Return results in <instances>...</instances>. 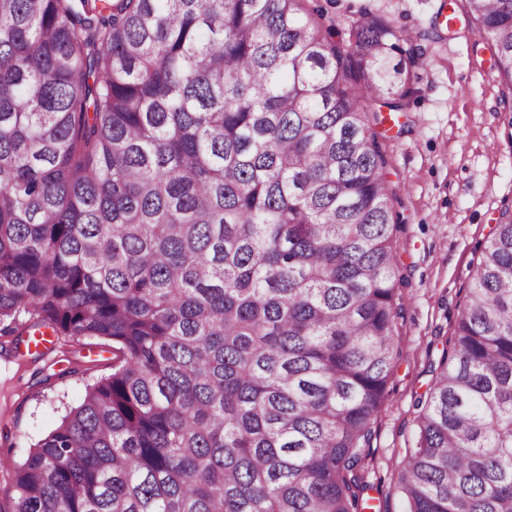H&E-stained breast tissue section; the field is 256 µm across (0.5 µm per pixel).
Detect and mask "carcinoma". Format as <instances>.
Returning <instances> with one entry per match:
<instances>
[{
	"mask_svg": "<svg viewBox=\"0 0 512 512\" xmlns=\"http://www.w3.org/2000/svg\"><path fill=\"white\" fill-rule=\"evenodd\" d=\"M512 112V0H466ZM423 32L304 0H0V332L112 340L12 512H376L404 283L374 104ZM415 401L406 512H512V220Z\"/></svg>",
	"mask_w": 512,
	"mask_h": 512,
	"instance_id": "1",
	"label": "carcinoma"
}]
</instances>
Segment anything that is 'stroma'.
Wrapping results in <instances>:
<instances>
[{"mask_svg":"<svg viewBox=\"0 0 512 512\" xmlns=\"http://www.w3.org/2000/svg\"><path fill=\"white\" fill-rule=\"evenodd\" d=\"M321 24L349 36L358 10L400 30L429 33L415 68L409 111L386 120V179L399 216L395 251L403 289L397 321L400 357L366 460L382 512H405L399 465L415 429V400L432 383L458 315L459 290L474 272L476 249L504 210H512V127L493 50L476 34L465 0H306ZM112 372V342L59 335L49 355L28 353L0 335V457L23 461L30 447L78 406L87 385Z\"/></svg>","mask_w":512,"mask_h":512,"instance_id":"stroma-1","label":"stroma"}]
</instances>
